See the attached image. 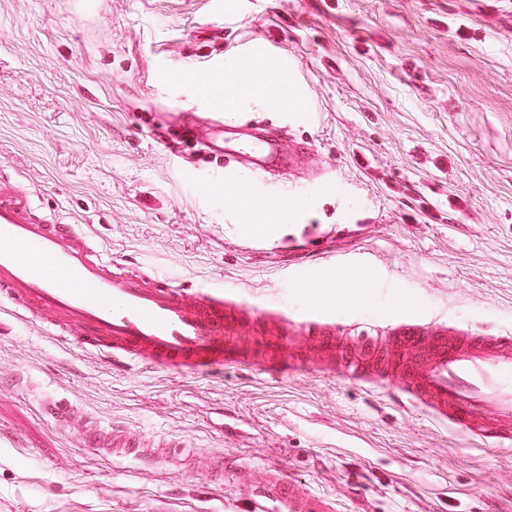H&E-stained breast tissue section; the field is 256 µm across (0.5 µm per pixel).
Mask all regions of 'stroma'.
Segmentation results:
<instances>
[{
  "label": "stroma",
  "instance_id": "stroma-1",
  "mask_svg": "<svg viewBox=\"0 0 512 512\" xmlns=\"http://www.w3.org/2000/svg\"><path fill=\"white\" fill-rule=\"evenodd\" d=\"M245 44L261 53L228 103ZM260 70L283 109L252 90ZM176 110L287 125L317 165L281 188L205 181L221 158L182 164L160 141L156 113ZM0 181L130 266L370 334L397 315L512 331V0H0ZM12 311L0 299V512H264L272 463L339 512H512V447L385 391L232 363L119 371ZM49 394L178 446L162 466L95 453ZM309 422L354 447H320Z\"/></svg>",
  "mask_w": 512,
  "mask_h": 512
}]
</instances>
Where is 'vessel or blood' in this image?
Listing matches in <instances>:
<instances>
[{"instance_id": "obj_1", "label": "vessel or blood", "mask_w": 512, "mask_h": 512, "mask_svg": "<svg viewBox=\"0 0 512 512\" xmlns=\"http://www.w3.org/2000/svg\"><path fill=\"white\" fill-rule=\"evenodd\" d=\"M174 134L213 153L202 131L233 124L216 116L176 113ZM284 127L255 129L233 153L247 178L285 168ZM30 198L0 186V292L16 312L50 320L49 335L73 350L103 353L108 364L177 374H205L235 362L275 375L311 371L395 393L430 418L463 430L479 447L512 446V334L472 330L443 318H397L378 336H362L361 357L337 355L344 332L334 314L284 301L250 305L219 286L188 285L156 271L125 273L107 251H91L73 224H41ZM272 322L260 350L241 336L246 319ZM97 450L122 449L139 459L138 438L118 424L88 434ZM260 492L275 512H336L333 499L291 488L277 465L265 469Z\"/></svg>"}]
</instances>
